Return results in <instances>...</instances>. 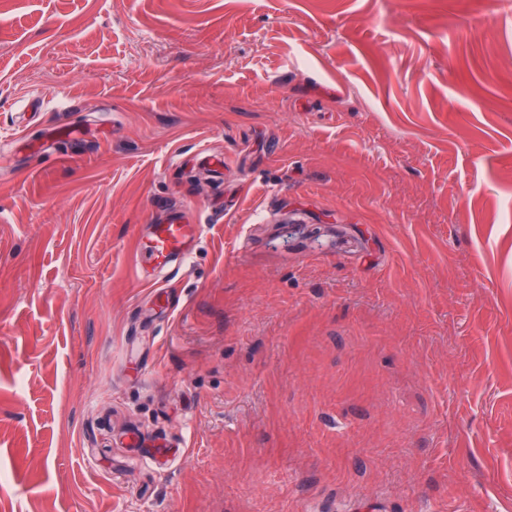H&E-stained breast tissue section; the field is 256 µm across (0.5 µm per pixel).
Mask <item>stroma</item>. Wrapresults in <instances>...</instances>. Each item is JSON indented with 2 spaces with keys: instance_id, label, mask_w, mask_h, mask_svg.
<instances>
[{
  "instance_id": "1",
  "label": "stroma",
  "mask_w": 512,
  "mask_h": 512,
  "mask_svg": "<svg viewBox=\"0 0 512 512\" xmlns=\"http://www.w3.org/2000/svg\"><path fill=\"white\" fill-rule=\"evenodd\" d=\"M0 512H512V11L0 0ZM199 231V225L183 222L177 214L151 225V231L137 250L139 263L153 269H165L174 261H183L189 243Z\"/></svg>"
}]
</instances>
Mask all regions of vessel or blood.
<instances>
[{
  "label": "vessel or blood",
  "mask_w": 512,
  "mask_h": 512,
  "mask_svg": "<svg viewBox=\"0 0 512 512\" xmlns=\"http://www.w3.org/2000/svg\"><path fill=\"white\" fill-rule=\"evenodd\" d=\"M199 231L198 225L183 222L178 215L152 225L151 231L137 250L141 264L165 269L188 254L189 244Z\"/></svg>",
  "instance_id": "1"
}]
</instances>
